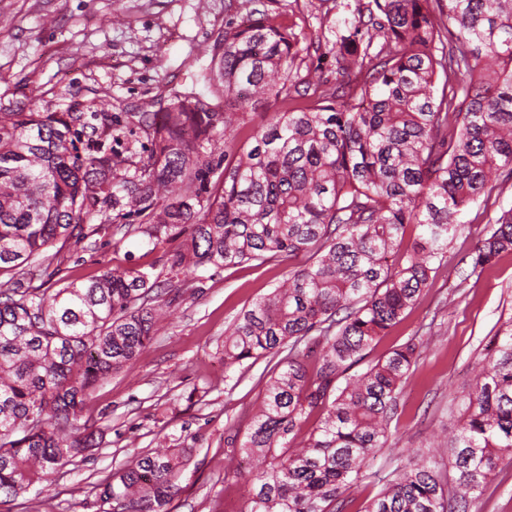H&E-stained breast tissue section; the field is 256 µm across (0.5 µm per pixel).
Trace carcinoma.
Instances as JSON below:
<instances>
[{
	"mask_svg": "<svg viewBox=\"0 0 512 512\" xmlns=\"http://www.w3.org/2000/svg\"><path fill=\"white\" fill-rule=\"evenodd\" d=\"M303 40L254 10L229 23L202 90L126 113L150 142L140 149L94 99L50 112L0 97V498L88 447L85 399L143 353L173 282L301 256L224 330L225 368L276 360L238 448L260 464L225 475L243 479L247 512H349L421 343L350 370L417 303L459 216L512 169V0H368L333 42L336 72L363 76L354 88L300 75ZM209 96L224 111H207ZM269 102L283 109L248 128ZM95 221L155 249L183 238L165 253L167 278L151 264L25 285L48 248ZM502 253L512 208L477 240L473 268ZM476 368L443 451L413 450L355 512H465L512 455L511 320ZM186 465L177 449L135 457L101 483L100 512H169Z\"/></svg>",
	"mask_w": 512,
	"mask_h": 512,
	"instance_id": "cac0c4a2",
	"label": "carcinoma"
}]
</instances>
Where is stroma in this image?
<instances>
[{
  "label": "stroma",
  "instance_id": "obj_1",
  "mask_svg": "<svg viewBox=\"0 0 512 512\" xmlns=\"http://www.w3.org/2000/svg\"><path fill=\"white\" fill-rule=\"evenodd\" d=\"M334 0H0V93L20 107L58 111L96 97L112 113L156 112L171 88L192 86L198 69L221 53L224 29L254 9L297 25L308 40L326 43L332 27L352 16ZM512 208V171L472 204L466 229L448 247L460 268H440L430 288L401 321L368 350L366 362L409 339L422 340L418 364L398 399L391 438L367 463L389 474L453 429L458 402L474 380L473 365L500 325L512 319V254L473 269L471 251L500 215ZM163 265L162 250L115 224L98 225L68 241L47 265L31 269L35 287H62L116 266ZM295 265L274 259L259 267L200 268L180 284L167 316L129 369L112 374L86 400L82 420L96 444L33 485L0 512H99L100 483L130 457L170 448L192 453L171 512H246L242 481L224 475L228 435L246 433L263 397L267 366H224V331L266 296ZM468 512H512V455L503 457Z\"/></svg>",
  "mask_w": 512,
  "mask_h": 512
}]
</instances>
